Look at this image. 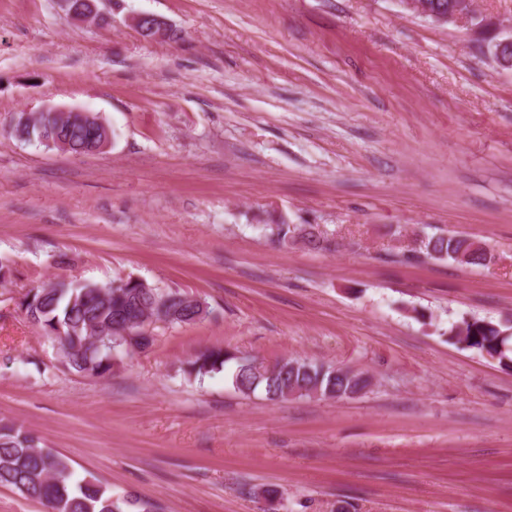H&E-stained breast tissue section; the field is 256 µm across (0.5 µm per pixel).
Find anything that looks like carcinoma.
I'll return each mask as SVG.
<instances>
[{"mask_svg": "<svg viewBox=\"0 0 512 512\" xmlns=\"http://www.w3.org/2000/svg\"><path fill=\"white\" fill-rule=\"evenodd\" d=\"M492 42L497 63L512 61V43ZM74 155L89 153L97 143L79 116L59 128ZM263 229L278 242L298 241L310 250L331 246L315 224H265ZM411 252L439 262L486 267L491 256L482 243L462 234L423 235L414 239ZM161 300L157 316L168 323L190 325L209 315L208 307L177 290L145 287L132 279L110 285L61 281L28 293L21 303L27 319L66 348L65 365L76 372L103 375L114 368V353L131 354L150 348L154 339L142 335L144 308ZM448 335L455 342L504 366L512 362V334L500 324L464 317L451 324ZM257 359L223 347L207 348L189 362V375L202 381L227 372L232 386L242 394L262 391L265 398L282 402L302 397L341 401L364 392L371 380L363 372L286 359L263 370ZM0 486L16 489L39 501L46 512H121L109 488L93 476L80 477L72 461L22 427L0 419Z\"/></svg>", "mask_w": 512, "mask_h": 512, "instance_id": "cac0c4a2", "label": "carcinoma"}]
</instances>
